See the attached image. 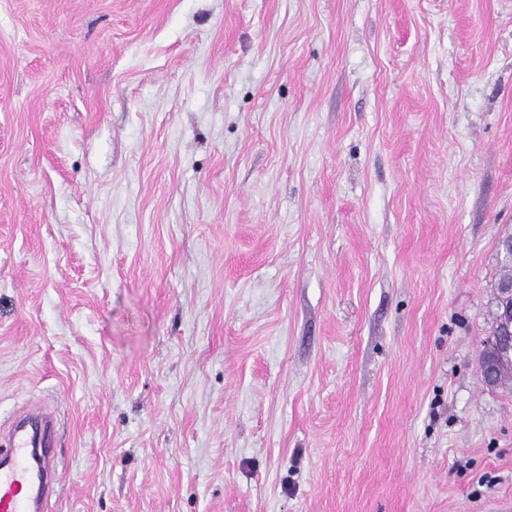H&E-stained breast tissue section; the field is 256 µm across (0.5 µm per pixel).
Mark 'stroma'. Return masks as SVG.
Returning a JSON list of instances; mask_svg holds the SVG:
<instances>
[{"label":"stroma","mask_w":512,"mask_h":512,"mask_svg":"<svg viewBox=\"0 0 512 512\" xmlns=\"http://www.w3.org/2000/svg\"><path fill=\"white\" fill-rule=\"evenodd\" d=\"M510 234L512 0H0L45 512H512ZM497 289L498 293L495 296L496 312L489 336H495L500 323L499 336L496 339L491 338L489 341H487V338L483 340L480 351L482 361V367L479 362V367H481L480 376L487 387H493L496 384V376L500 370L501 360L505 356L511 359L512 355V280L504 281ZM499 295L504 298L507 305V308H503L500 319L502 302ZM510 300L511 305L509 304Z\"/></svg>","instance_id":"stroma-1"}]
</instances>
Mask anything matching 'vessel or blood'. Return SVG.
Listing matches in <instances>:
<instances>
[{
  "instance_id": "1",
  "label": "vessel or blood",
  "mask_w": 512,
  "mask_h": 512,
  "mask_svg": "<svg viewBox=\"0 0 512 512\" xmlns=\"http://www.w3.org/2000/svg\"><path fill=\"white\" fill-rule=\"evenodd\" d=\"M52 424L51 414L40 409L15 424L0 456V512H43L55 475L50 458L36 455L34 446Z\"/></svg>"
}]
</instances>
